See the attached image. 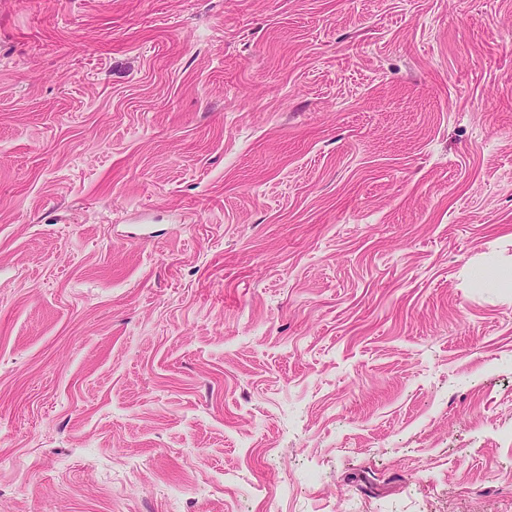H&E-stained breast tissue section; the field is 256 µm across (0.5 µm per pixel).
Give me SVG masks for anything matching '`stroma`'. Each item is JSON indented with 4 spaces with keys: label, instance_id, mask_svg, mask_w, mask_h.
I'll use <instances>...</instances> for the list:
<instances>
[{
    "label": "stroma",
    "instance_id": "35a3bbf8",
    "mask_svg": "<svg viewBox=\"0 0 512 512\" xmlns=\"http://www.w3.org/2000/svg\"><path fill=\"white\" fill-rule=\"evenodd\" d=\"M0 512H512V0H0Z\"/></svg>",
    "mask_w": 512,
    "mask_h": 512
}]
</instances>
